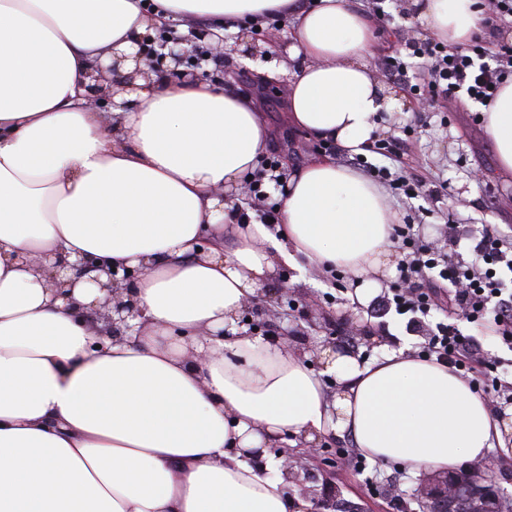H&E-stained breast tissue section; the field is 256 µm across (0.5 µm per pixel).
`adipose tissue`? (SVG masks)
<instances>
[{
  "label": "adipose tissue",
  "mask_w": 512,
  "mask_h": 512,
  "mask_svg": "<svg viewBox=\"0 0 512 512\" xmlns=\"http://www.w3.org/2000/svg\"><path fill=\"white\" fill-rule=\"evenodd\" d=\"M0 0V512H310L289 495L282 444L345 434L410 470L482 460L512 434L446 364L326 348L321 372L238 318L279 268L342 267L357 301L395 268L396 213L367 177L321 157L292 172L279 221L230 222L268 132L251 97L215 82L135 80L110 113L86 104L95 64L137 67L142 39L182 18L241 33L291 26L295 125L365 154L405 96L373 76L357 0ZM426 30L466 43L483 0H412ZM512 173V80L484 112ZM139 267L136 331L100 336L48 282L55 261ZM42 258L43 267L32 265ZM335 377L328 392L322 376Z\"/></svg>",
  "instance_id": "ef3b65f1"
}]
</instances>
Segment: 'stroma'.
I'll return each instance as SVG.
<instances>
[{
  "mask_svg": "<svg viewBox=\"0 0 512 512\" xmlns=\"http://www.w3.org/2000/svg\"><path fill=\"white\" fill-rule=\"evenodd\" d=\"M384 14L374 21V50L369 59L374 76L389 82L384 68L386 57L399 55L408 63V79L395 83L408 99L406 108L382 115V123L390 128L392 136H402L406 126L418 125L420 131L413 140L402 163L389 162L388 158L369 154L367 160L376 166H390L391 170L406 171L426 177L430 181H446L444 196L428 198L392 197L391 203L398 216H414L428 241L443 246L448 231H455L459 246L457 252L463 260H471L473 247L483 229L495 228L512 244V173L498 169L493 142L484 124L474 117L477 104L461 105L447 100L422 108L416 85L427 82L428 75L407 47L408 40L422 41L429 34L421 26L408 0H384ZM238 37L228 32L224 35V58L218 71L220 83L231 85L237 93H245L256 73V64H288L291 69L303 67L304 57L288 58L286 50L291 43L287 21L277 25H263L253 29L254 50L250 57H242L237 50ZM275 47V54H268V47ZM257 110L270 134L268 150L278 156L280 173L291 174L322 156L319 142L307 131L297 128L288 119V80L278 78L276 85L255 95ZM291 269L284 268L270 281V288H282L287 298L296 301V311L277 316L275 311H265L254 317L257 323H275L288 330L294 337L296 348L307 354L326 348L328 343L347 334L353 326L363 327L369 335L367 342L355 348L360 360L379 356L381 345L418 354L430 328L448 319L447 310H435L410 324L408 316L389 312L381 318L371 315L370 304L353 302V281L350 273L342 268L325 271L309 265L306 282L292 280ZM494 310L476 322L460 321L462 334L474 342L480 355L494 368V382L479 379L474 389L483 399L491 401L495 412L502 417H512V347L493 336ZM348 438L336 435L324 437L320 451L310 467L315 474L305 486L289 484V495L301 494L303 489L321 492L322 479L333 483V498L343 499L360 507L361 512H423L415 497L421 482L420 476L409 472L397 463L367 462L365 470L353 467L352 458L340 459L337 449L350 448Z\"/></svg>",
  "mask_w": 512,
  "mask_h": 512,
  "instance_id": "obj_1",
  "label": "stroma"
}]
</instances>
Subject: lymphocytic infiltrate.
<instances>
[{
  "instance_id": "1",
  "label": "lymphocytic infiltrate",
  "mask_w": 512,
  "mask_h": 512,
  "mask_svg": "<svg viewBox=\"0 0 512 512\" xmlns=\"http://www.w3.org/2000/svg\"><path fill=\"white\" fill-rule=\"evenodd\" d=\"M492 4L479 33L469 43L453 46L440 38L411 43L413 56L422 59L432 73L430 100H449L463 91L470 100L487 107L512 77V45H500L493 52L486 41L488 35L499 31L504 17H512V0H492ZM393 239L406 252L398 266L401 286L391 299L397 314L429 316L450 294L456 311L468 321L478 320L487 309H494L497 335L512 343V301L502 300L497 278L498 268L512 271V258L507 257L497 232L483 233L473 248L475 259L469 263L455 259L452 248L457 238L453 235L449 236L447 247H437L406 221L395 226ZM465 345L466 338L456 324L439 322L431 330L422 353L436 355L454 372L482 373L479 358L464 356Z\"/></svg>"
}]
</instances>
